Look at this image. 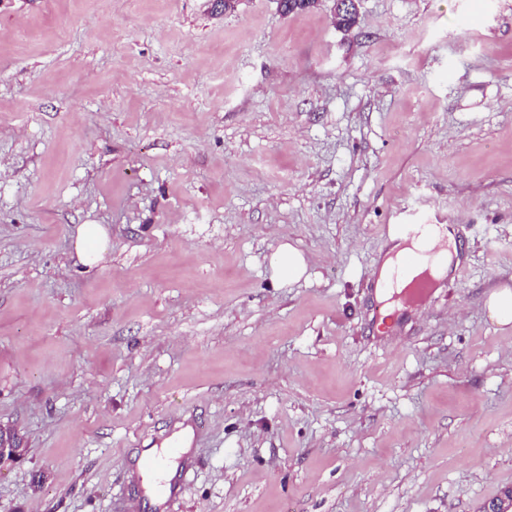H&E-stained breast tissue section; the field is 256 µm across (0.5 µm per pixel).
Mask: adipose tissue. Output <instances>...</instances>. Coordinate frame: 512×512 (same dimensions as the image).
<instances>
[{
    "label": "adipose tissue",
    "instance_id": "adipose-tissue-1",
    "mask_svg": "<svg viewBox=\"0 0 512 512\" xmlns=\"http://www.w3.org/2000/svg\"><path fill=\"white\" fill-rule=\"evenodd\" d=\"M408 254L417 255L418 262L413 268L400 271V261ZM456 255L454 237L444 224L425 228L418 237L412 239L392 234L385 243V253L376 269L377 279L394 283L399 290L425 271L431 272L436 280L441 281L450 275Z\"/></svg>",
    "mask_w": 512,
    "mask_h": 512
}]
</instances>
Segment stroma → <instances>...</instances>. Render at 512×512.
I'll use <instances>...</instances> for the list:
<instances>
[{"label":"stroma","instance_id":"stroma-1","mask_svg":"<svg viewBox=\"0 0 512 512\" xmlns=\"http://www.w3.org/2000/svg\"><path fill=\"white\" fill-rule=\"evenodd\" d=\"M357 11L0 0V427L26 450L0 512H480L512 487V325L484 306L512 285V0ZM405 209L460 263L386 317ZM81 224L111 239L89 271ZM181 423L158 509L133 457ZM271 265L274 274L288 283L298 281L306 272L305 256L289 244L281 245L273 254Z\"/></svg>","mask_w":512,"mask_h":512}]
</instances>
